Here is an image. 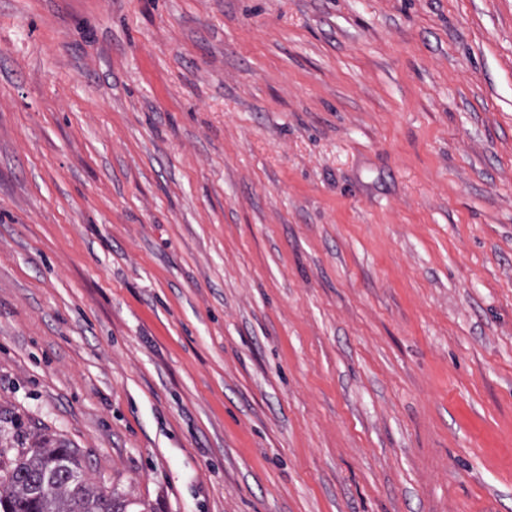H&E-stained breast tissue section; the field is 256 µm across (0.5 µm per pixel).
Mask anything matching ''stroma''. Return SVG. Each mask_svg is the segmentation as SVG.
Here are the masks:
<instances>
[{"label": "stroma", "instance_id": "stroma-1", "mask_svg": "<svg viewBox=\"0 0 512 512\" xmlns=\"http://www.w3.org/2000/svg\"><path fill=\"white\" fill-rule=\"evenodd\" d=\"M125 512H512V0H0V470ZM22 453L15 465L0 476L1 512H119L107 505L103 491L84 479L86 462L73 448L50 444L46 438ZM53 447V448H50ZM81 482L73 497L75 480ZM110 511H105V509Z\"/></svg>", "mask_w": 512, "mask_h": 512}]
</instances>
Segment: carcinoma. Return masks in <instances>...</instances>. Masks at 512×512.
<instances>
[{
    "instance_id": "cac0c4a2",
    "label": "carcinoma",
    "mask_w": 512,
    "mask_h": 512,
    "mask_svg": "<svg viewBox=\"0 0 512 512\" xmlns=\"http://www.w3.org/2000/svg\"><path fill=\"white\" fill-rule=\"evenodd\" d=\"M85 469L76 450L39 440L0 476V512H121L86 482Z\"/></svg>"
}]
</instances>
